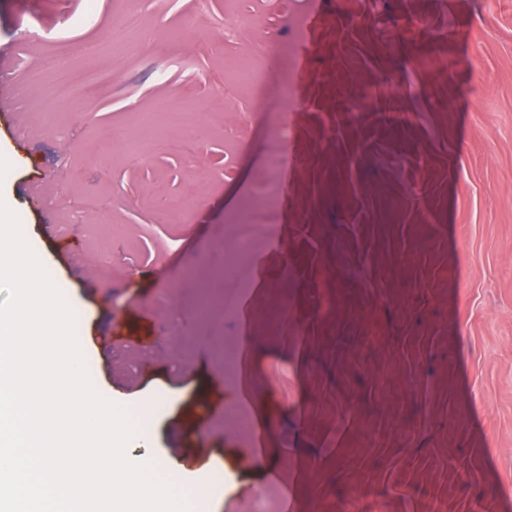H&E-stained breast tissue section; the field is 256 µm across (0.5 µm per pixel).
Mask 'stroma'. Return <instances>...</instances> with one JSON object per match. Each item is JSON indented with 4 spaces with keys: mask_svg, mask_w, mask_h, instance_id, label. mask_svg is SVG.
Returning <instances> with one entry per match:
<instances>
[{
    "mask_svg": "<svg viewBox=\"0 0 512 512\" xmlns=\"http://www.w3.org/2000/svg\"><path fill=\"white\" fill-rule=\"evenodd\" d=\"M131 7L144 36L113 47ZM227 9L0 0V192L81 315L95 388L149 435L128 455L189 496L184 462L203 455L210 512H248L261 489L288 512H512V0ZM256 42L292 104L276 83L262 104H216L225 57ZM47 55L112 84L29 87ZM163 104L200 113L203 142L100 150ZM282 124L279 221L256 230L233 310L200 319L196 287L222 282ZM228 340L249 387L224 376ZM111 80V73L106 70H98L84 78H73L64 75L54 87V95L62 99L77 98L83 88L88 84L106 85Z\"/></svg>",
    "mask_w": 512,
    "mask_h": 512,
    "instance_id": "obj_1",
    "label": "stroma"
}]
</instances>
